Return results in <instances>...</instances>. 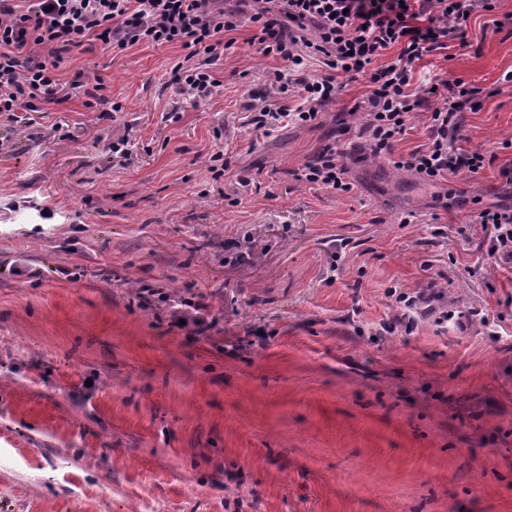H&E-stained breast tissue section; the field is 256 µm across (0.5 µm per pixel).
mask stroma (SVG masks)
Instances as JSON below:
<instances>
[{
  "label": "stroma",
  "instance_id": "stroma-1",
  "mask_svg": "<svg viewBox=\"0 0 512 512\" xmlns=\"http://www.w3.org/2000/svg\"><path fill=\"white\" fill-rule=\"evenodd\" d=\"M507 13L431 58L482 91L457 142L495 157L474 177L393 166L420 115L359 156L362 77L315 124L254 129L298 99L246 27L209 96L173 83L180 46L98 45L59 80L97 73L106 103L0 116V512H512V265L476 222L512 161V25L481 35ZM336 138L347 192L300 178ZM433 287L410 317L400 296Z\"/></svg>",
  "mask_w": 512,
  "mask_h": 512
}]
</instances>
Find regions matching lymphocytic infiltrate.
I'll use <instances>...</instances> for the list:
<instances>
[{"label":"lymphocytic infiltrate","instance_id":"1","mask_svg":"<svg viewBox=\"0 0 512 512\" xmlns=\"http://www.w3.org/2000/svg\"><path fill=\"white\" fill-rule=\"evenodd\" d=\"M497 0H0V115L20 121L38 102L57 100V72L66 53L98 41L123 50L138 43L178 45L175 82L199 93L214 84L211 65L224 33L247 25L257 52L281 59L271 82L297 87L296 107L252 113L255 128L307 125L334 102L337 73L367 79L366 112L358 132L363 149L390 151L417 114L428 117V142L400 158L398 168L429 181L478 175L490 158L483 147L455 148L463 114L475 110L477 87L442 74L415 80L418 62L465 38L469 19L496 9ZM325 75L310 77V61ZM347 155L327 144L306 163L305 182L337 192ZM492 225L490 257L512 263V205L477 216Z\"/></svg>","mask_w":512,"mask_h":512}]
</instances>
